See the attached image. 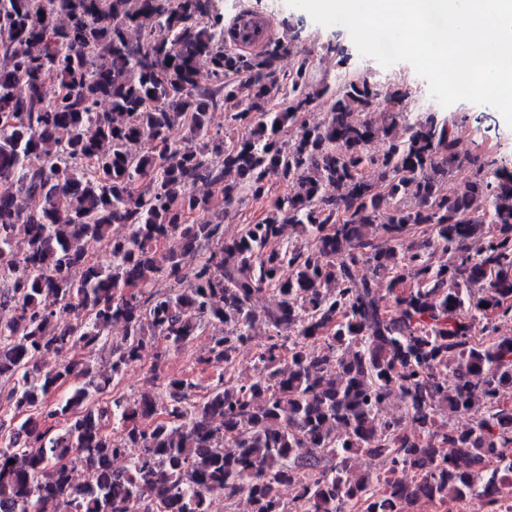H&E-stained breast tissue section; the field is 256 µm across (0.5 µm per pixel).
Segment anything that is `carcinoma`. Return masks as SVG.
<instances>
[{
    "instance_id": "carcinoma-1",
    "label": "carcinoma",
    "mask_w": 512,
    "mask_h": 512,
    "mask_svg": "<svg viewBox=\"0 0 512 512\" xmlns=\"http://www.w3.org/2000/svg\"><path fill=\"white\" fill-rule=\"evenodd\" d=\"M254 36L212 22L209 0H0V116H26L0 123V181L16 185L0 193V378L13 382L5 408L25 416L0 421V512H202L217 496L253 512H344L353 499L396 512L465 494L494 512L493 464L512 455V336L497 334L512 322V173L460 154L455 120L409 122L399 85L356 72L314 83L305 58L282 84L279 48L231 47ZM324 96L323 121L301 120ZM379 98L390 109L352 119ZM463 165L472 178L444 191ZM272 177L289 190L269 201ZM200 184L227 211L262 203V218L224 236L193 219L213 205ZM266 291L277 302L259 310ZM214 321L224 332L198 360L212 369L201 397L163 366ZM261 329L258 373L231 382ZM148 344L149 388L114 393ZM73 349L84 358L39 363ZM394 396L409 431L382 414ZM360 455L381 468L353 471ZM399 468L419 480L386 479ZM298 479L291 506L278 487Z\"/></svg>"
}]
</instances>
